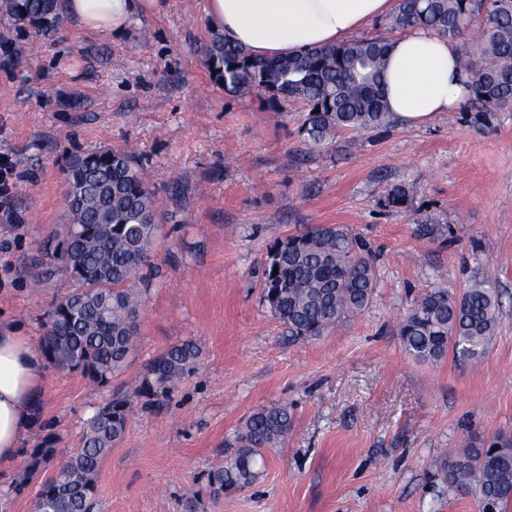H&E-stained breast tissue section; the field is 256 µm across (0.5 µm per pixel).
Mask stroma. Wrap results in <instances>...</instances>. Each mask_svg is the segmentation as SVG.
Here are the masks:
<instances>
[{"label":"stroma","mask_w":512,"mask_h":512,"mask_svg":"<svg viewBox=\"0 0 512 512\" xmlns=\"http://www.w3.org/2000/svg\"><path fill=\"white\" fill-rule=\"evenodd\" d=\"M207 0H141L120 32L65 19L44 34L0 9V155L15 164V222H0V320L39 341L63 280L39 259L69 220L65 171L77 154L122 149L157 193L161 233L136 286L137 348L109 387L49 369L24 452L0 469V512H32L27 449L59 456L115 398L135 403L103 458L102 512H482L434 468L471 441L512 438V111L476 128L472 104L429 123L345 131L307 152L299 103L270 110L211 79ZM412 185L401 207L387 188ZM449 227L422 237L421 221ZM316 224L370 245L375 299L324 336L298 341L263 298L270 249ZM500 300V326L475 360H414L398 324L433 288L473 280ZM190 340L196 370L145 397L153 359ZM285 404L291 430L253 486L214 497L210 473L258 409Z\"/></svg>","instance_id":"stroma-1"}]
</instances>
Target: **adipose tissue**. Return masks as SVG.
Returning <instances> with one entry per match:
<instances>
[{
    "instance_id": "obj_1",
    "label": "adipose tissue",
    "mask_w": 512,
    "mask_h": 512,
    "mask_svg": "<svg viewBox=\"0 0 512 512\" xmlns=\"http://www.w3.org/2000/svg\"><path fill=\"white\" fill-rule=\"evenodd\" d=\"M395 0H208L207 16L226 38L256 59L286 58L315 46L343 42L352 32L389 14ZM138 0H66L83 28L126 27ZM456 40L412 29L392 39L385 82L390 112L420 126L467 100ZM47 363L22 328L0 322V466L14 462L33 424L32 408L44 388Z\"/></svg>"
}]
</instances>
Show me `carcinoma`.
<instances>
[{
	"mask_svg": "<svg viewBox=\"0 0 512 512\" xmlns=\"http://www.w3.org/2000/svg\"><path fill=\"white\" fill-rule=\"evenodd\" d=\"M19 21L39 27L62 24L56 0H5ZM484 14L476 48L462 57L469 74L471 116H488L512 106V0H398L386 27H414L455 38L472 16ZM390 38L371 36L314 48L288 58L258 60L224 36L207 46L210 70L224 93L242 97L261 91L271 106L300 102L307 117L304 144L313 151L344 131L369 132L393 122L384 98L383 70ZM71 223L48 253L53 263L43 278L62 276L69 284L47 314L39 349L55 369L78 372L105 388L135 349L142 295L135 288L160 232L157 196L133 157L99 150L75 157L66 174ZM413 190H386L389 206L407 203ZM376 267L367 242L340 224L313 226L292 234L268 254L263 288L271 312L296 339L319 337L373 301ZM499 302L491 286L475 281L459 296L444 288L425 293L399 324L400 342L416 361L434 364L451 354L460 360L482 355L499 329ZM200 348L187 340L158 355L142 389L165 394L194 371ZM133 404L116 399L85 424L80 445L71 449L40 483L36 512H97L101 460L127 429ZM292 425L286 405L255 412L235 435V451L210 474L212 494H232L254 485L265 453ZM54 438L31 449L27 472L34 477L53 461ZM448 488L473 491L497 509L512 503V441L470 444L443 462Z\"/></svg>",
	"mask_w": 512,
	"mask_h": 512,
	"instance_id": "cac0c4a2",
	"label": "carcinoma"
}]
</instances>
